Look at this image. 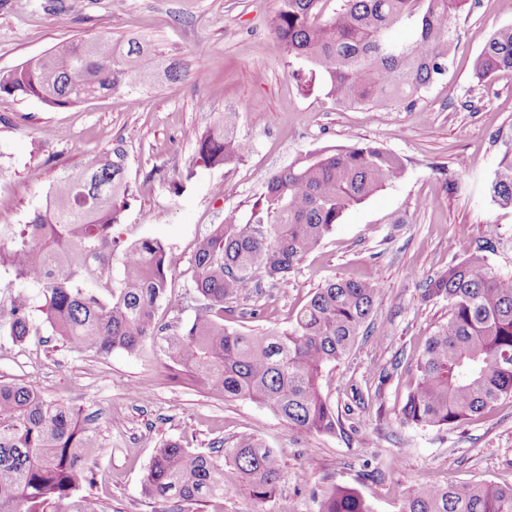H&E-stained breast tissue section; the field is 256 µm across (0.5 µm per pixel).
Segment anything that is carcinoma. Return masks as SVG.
<instances>
[{
  "mask_svg": "<svg viewBox=\"0 0 512 512\" xmlns=\"http://www.w3.org/2000/svg\"><path fill=\"white\" fill-rule=\"evenodd\" d=\"M321 0H280L274 20L288 54L320 73L326 96L340 105L379 107L419 95L448 70L457 40L453 17L467 0H340L319 20ZM412 22L410 40L395 31ZM160 65L157 55L129 39L66 42L0 70V93L34 97L52 108L132 90ZM512 71V26L494 31L475 63L485 81ZM205 167L241 161L251 150L224 113L217 127L195 135ZM398 155L364 144L312 154L274 173L245 221L230 214L201 240L193 289L199 313L170 329L156 321L172 276L163 242L144 239L124 255L123 277L109 298L81 283L103 276L89 254L112 245V227L127 208L124 155L98 156L93 165L61 175L50 205L20 230L0 226V265L16 286L5 328L17 341L30 331L28 286L41 288L52 333L69 346L108 355L136 352L148 341L189 383L226 399L250 400L292 429L336 432L339 417L323 396L325 369L351 353L382 288L377 282L338 279L317 289L286 331L243 333L224 325L226 304L288 280L318 248L346 210L399 178ZM490 195L512 206V146L494 173ZM426 300L448 301V321L426 338L416 359V384L402 419L423 427H457L512 398V277L487 267L484 256L448 266L423 288ZM95 437L80 409L42 397L23 384L0 383V512H99L78 494L93 480ZM232 464L251 496L266 502L281 477V457L249 434L223 454L192 452L177 441L161 444L143 477L151 498L198 506L224 499V462ZM320 512H373L354 488L321 492ZM401 512H512V485L419 483Z\"/></svg>",
  "mask_w": 512,
  "mask_h": 512,
  "instance_id": "1",
  "label": "carcinoma"
}]
</instances>
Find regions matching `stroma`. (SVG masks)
<instances>
[{
  "label": "stroma",
  "instance_id": "35a3bbf8",
  "mask_svg": "<svg viewBox=\"0 0 512 512\" xmlns=\"http://www.w3.org/2000/svg\"><path fill=\"white\" fill-rule=\"evenodd\" d=\"M279 7V0H0V69L62 42L107 36L135 39L185 72L178 81L160 78L68 108L0 94V197L7 199L0 225L23 227L63 172L121 149L129 205L112 230L106 276L87 286L107 295L122 278L124 250L160 238L172 262L160 323L181 327L195 318L198 240L228 214L248 219L275 172L312 153L365 143L405 164L400 178L345 212L287 283L264 286L224 315L237 330L281 331L328 281L382 286L370 333L325 375L324 393L341 422L332 435L291 429L264 406L187 384L149 344L106 356L73 349L53 336L43 295L31 288L30 335L17 342L0 331V381L82 409L98 448L94 482L79 491L95 495L104 512H164L165 502L142 492L163 441L205 452L218 441L232 446L244 432L280 454L282 475L275 497L260 503L225 465L224 512H319L320 491L330 485L357 489L374 512H401L421 482L512 484V399L461 427L400 419L415 383L414 358L448 320L447 301L423 300L424 282L475 253L490 224L499 230L486 262L512 276V207L487 193L512 144V72L484 82L473 76L489 36L512 25V0H468L455 19L446 74L416 98L374 108L326 96L320 78L276 36ZM227 112L252 151L235 164L203 167L195 137ZM177 180L184 183L178 193ZM216 183L222 195L213 194ZM144 385L148 398L131 394Z\"/></svg>",
  "mask_w": 512,
  "mask_h": 512
}]
</instances>
